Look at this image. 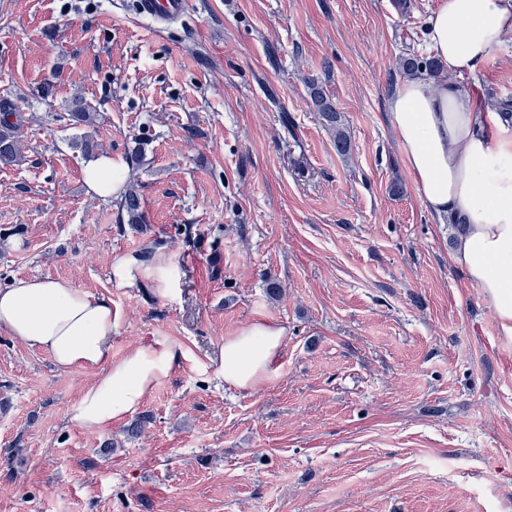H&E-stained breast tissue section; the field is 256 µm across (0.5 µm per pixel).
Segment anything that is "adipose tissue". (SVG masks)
Returning <instances> with one entry per match:
<instances>
[{"label":"adipose tissue","mask_w":512,"mask_h":512,"mask_svg":"<svg viewBox=\"0 0 512 512\" xmlns=\"http://www.w3.org/2000/svg\"><path fill=\"white\" fill-rule=\"evenodd\" d=\"M429 38L449 74L408 75L389 100L391 124L424 207L456 230L453 262L462 267L512 331V118L484 112L453 76L481 68L512 32V0H445L429 19ZM117 312L111 298L66 280L18 278L0 288V330L47 353L62 371L96 373L67 417L101 429L134 414L157 384L190 357L179 344L139 345L112 356ZM285 330L257 320L226 337L209 368L238 389L268 379Z\"/></svg>","instance_id":"1"}]
</instances>
